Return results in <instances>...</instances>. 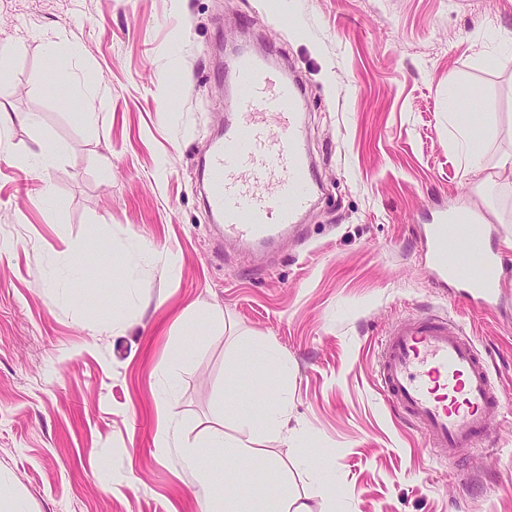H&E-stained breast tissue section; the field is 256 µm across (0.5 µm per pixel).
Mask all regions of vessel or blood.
I'll use <instances>...</instances> for the list:
<instances>
[{
  "label": "vessel or blood",
  "mask_w": 512,
  "mask_h": 512,
  "mask_svg": "<svg viewBox=\"0 0 512 512\" xmlns=\"http://www.w3.org/2000/svg\"><path fill=\"white\" fill-rule=\"evenodd\" d=\"M236 113L202 161L205 202L225 238L256 251L297 230L315 207L319 181L302 124V85L268 56L249 50L233 59ZM484 225L435 210L422 241L439 285L458 283L480 311L495 309L496 254L485 248ZM377 377L382 395L441 459L479 448L499 406L488 361L464 328L444 315L404 318L381 343Z\"/></svg>",
  "instance_id": "1"
}]
</instances>
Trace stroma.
Listing matches in <instances>:
<instances>
[{"label": "stroma", "mask_w": 512, "mask_h": 512, "mask_svg": "<svg viewBox=\"0 0 512 512\" xmlns=\"http://www.w3.org/2000/svg\"><path fill=\"white\" fill-rule=\"evenodd\" d=\"M250 39L302 77L322 197L264 257L216 239L197 161L233 106L230 46ZM60 40L57 58L45 45ZM15 49L0 103V478L30 512H199L175 448L240 436L248 343L288 363L297 436L257 433L274 473L238 463L231 493L271 484L309 512H512V0H0ZM479 86L492 133L470 171L448 85ZM111 98L96 128L72 90ZM59 147L39 173L38 142ZM471 207L506 279L498 309L435 287L421 241L434 204ZM115 275L99 272L102 247ZM123 333L112 311L124 288ZM119 302V301H118ZM448 314L492 357L501 404L486 449L447 463L381 395L400 319ZM188 353L175 358L177 346ZM334 462L327 482L307 449Z\"/></svg>", "instance_id": "1"}]
</instances>
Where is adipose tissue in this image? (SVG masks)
Masks as SVG:
<instances>
[{
  "label": "adipose tissue",
  "instance_id": "1",
  "mask_svg": "<svg viewBox=\"0 0 512 512\" xmlns=\"http://www.w3.org/2000/svg\"><path fill=\"white\" fill-rule=\"evenodd\" d=\"M480 91L473 86H451L450 98L455 107L450 114L465 150L470 159H477L483 149L486 138V125L480 120L477 113L471 112L470 104L476 103ZM253 365L257 378L253 383L256 394L262 395L263 407L257 415H245L241 418V427L245 433L244 438L236 440L234 444L238 455L245 459H253L256 452L249 439L250 434L262 430L274 433L281 439H288V404L285 400L267 396L263 377L268 372H276L279 380L288 377V364L276 357L269 346H249L243 351ZM228 443L223 431H211L204 445L195 444L176 445L171 425H163L156 437V446L160 450L178 447L185 467L191 472L196 483L209 489L210 494L203 503L202 512H284L281 499H270L263 495H255L249 501H242L233 495L224 493L214 483V471L208 463L209 457H223L224 449Z\"/></svg>",
  "mask_w": 512,
  "mask_h": 512
}]
</instances>
